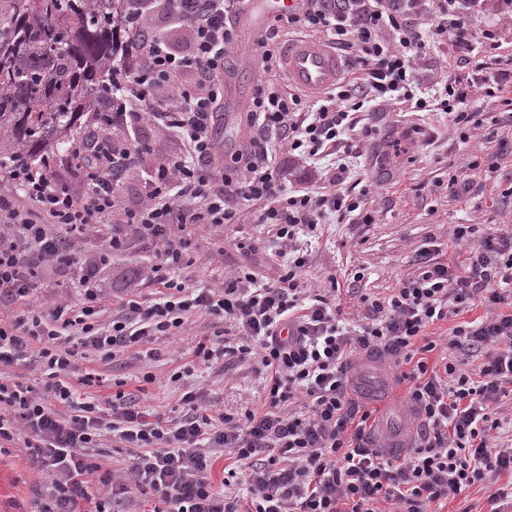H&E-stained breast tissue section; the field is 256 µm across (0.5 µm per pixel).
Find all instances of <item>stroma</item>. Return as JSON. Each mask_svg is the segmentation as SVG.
<instances>
[{"instance_id":"1","label":"stroma","mask_w":512,"mask_h":512,"mask_svg":"<svg viewBox=\"0 0 512 512\" xmlns=\"http://www.w3.org/2000/svg\"><path fill=\"white\" fill-rule=\"evenodd\" d=\"M471 108L482 113L483 123L470 128L464 142L447 117L437 112L418 118L420 132L411 137L399 157L384 158L381 144L360 142L364 165L357 177L369 188L365 207L373 221L329 224L322 237L308 241L304 278L310 287L325 288L330 278L343 282L358 272L364 292L386 296L413 273L416 255L429 245L445 244L448 260L464 265L466 247L450 242L453 225L494 224L512 231V154L499 161L501 179L488 180L476 174L469 193L457 196L448 189L451 175L467 170L474 157L495 152L499 139L512 138V125L498 120L492 100L473 101ZM255 217L254 207L245 206L239 223L190 228V264L183 269V277L197 285L223 283L245 261L238 243L249 233L266 241L265 250L248 260L253 272L264 281L277 279L279 246L271 229L256 224ZM156 261L154 247L134 236L126 251L102 269V324L111 322L121 297L153 299L155 287L147 275ZM223 330L222 321L195 314L186 320L180 336L141 344L136 354L109 361L83 349L74 375L97 373L103 377V384L84 385L80 391L100 400V417L106 423L112 420L106 400L119 391L135 394L143 410L170 418L179 416L181 397L188 391L199 393L214 412L255 404L262 384L252 359L228 356L208 365L193 353L198 341L215 339ZM152 348L158 351V358H148ZM148 372L155 380L147 385L142 376ZM358 382L373 391L376 431L387 435L404 429L411 409L405 385L392 383L384 366L365 369ZM45 480L23 449L0 452V512H32Z\"/></svg>"}]
</instances>
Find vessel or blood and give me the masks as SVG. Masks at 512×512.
Returning <instances> with one entry per match:
<instances>
[{
	"label": "vessel or blood",
	"mask_w": 512,
	"mask_h": 512,
	"mask_svg": "<svg viewBox=\"0 0 512 512\" xmlns=\"http://www.w3.org/2000/svg\"><path fill=\"white\" fill-rule=\"evenodd\" d=\"M301 0H246L236 19V28L247 41L258 40L277 16L298 11ZM283 65L293 87L316 95L331 88L341 77L343 65L335 50L317 39L288 41ZM245 98L241 85L228 80L224 86V119L232 121Z\"/></svg>",
	"instance_id": "b4317fda"
}]
</instances>
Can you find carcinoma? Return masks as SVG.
Wrapping results in <instances>:
<instances>
[{"label": "carcinoma", "mask_w": 512, "mask_h": 512, "mask_svg": "<svg viewBox=\"0 0 512 512\" xmlns=\"http://www.w3.org/2000/svg\"><path fill=\"white\" fill-rule=\"evenodd\" d=\"M124 0H0V163L83 142L125 40Z\"/></svg>", "instance_id": "1"}]
</instances>
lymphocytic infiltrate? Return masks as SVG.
I'll return each mask as SVG.
<instances>
[{"mask_svg": "<svg viewBox=\"0 0 512 512\" xmlns=\"http://www.w3.org/2000/svg\"><path fill=\"white\" fill-rule=\"evenodd\" d=\"M243 3L128 0L124 61L113 65L103 104L88 121L108 129L153 120L184 146L181 154L153 158L149 191L137 207L124 203L119 175L148 153L144 144L82 155L79 193L57 179L47 158L0 169V297L24 307L0 317V447L23 446L46 475L36 512H116L134 490L150 495L152 512H381L383 502L394 512H428L431 503L512 474V448L489 440L499 426L492 404L512 397V235L488 224L453 225V242L470 247L465 274L424 249L415 274L392 295H359L363 313L352 329L333 293L306 288L308 255L297 243L300 234H320L323 225L356 214L371 223L361 195L346 182L361 156L356 140L376 133L386 102L448 114L461 135L474 119L471 98H494L512 112V82L470 62L479 41L472 15L489 7L512 15V0H306L301 12L276 18L260 40L266 71L280 64L277 38L300 30L355 50L363 73L307 103L272 84L257 85L246 115L250 147L227 165L213 128L224 56L235 40L232 20ZM152 4L185 34L184 52L148 29L144 15ZM435 41L456 50L463 73L433 101L420 89L418 62ZM186 72L194 76L188 87L180 82ZM283 151L309 163L330 158L325 185L288 189L277 165ZM246 204L258 207V223L271 225L283 248L278 278L258 283L244 263L217 288L178 279L188 228L238 223ZM90 224L111 230L97 255L82 259L76 244ZM133 235L158 254L148 274L156 297L121 300L105 325L99 274ZM48 269L80 288L79 305L31 304ZM476 304L487 315L455 326L440 364L428 365L427 354L437 348L428 328ZM198 313L224 321L234 341L197 343L195 356L205 363L253 358L263 377L262 403L211 414L200 395L187 392L181 418L169 423L116 393L109 428L133 455L130 481L113 478L92 454L102 428L96 406L80 401L70 382L78 348L110 360L175 335ZM378 350L393 356L420 419L418 439L402 458L368 446L372 413L351 396L354 359ZM458 351L483 354L476 374L460 369ZM32 356L45 377L39 392L10 373ZM215 448L236 461L219 487L211 479Z\"/></svg>", "mask_w": 512, "mask_h": 512, "instance_id": "lymphocytic-infiltrate-1", "label": "lymphocytic infiltrate"}]
</instances>
